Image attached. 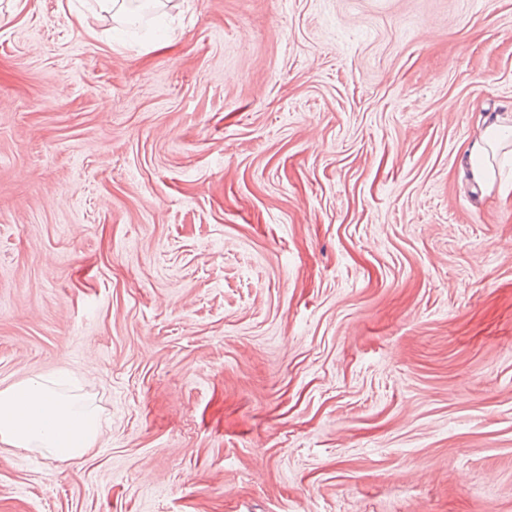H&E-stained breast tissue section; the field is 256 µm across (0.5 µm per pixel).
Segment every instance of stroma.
<instances>
[{
    "mask_svg": "<svg viewBox=\"0 0 512 512\" xmlns=\"http://www.w3.org/2000/svg\"><path fill=\"white\" fill-rule=\"evenodd\" d=\"M512 0H0V512H512ZM512 113L499 112L484 120L482 132L469 149L470 175L487 187L494 184L496 172L494 160L497 154H512ZM55 387V380L28 379L0 390L1 443L57 461L79 458L93 446L101 434L97 408L86 395Z\"/></svg>",
    "mask_w": 512,
    "mask_h": 512,
    "instance_id": "stroma-1",
    "label": "stroma"
}]
</instances>
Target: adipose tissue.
<instances>
[{
    "mask_svg": "<svg viewBox=\"0 0 512 512\" xmlns=\"http://www.w3.org/2000/svg\"><path fill=\"white\" fill-rule=\"evenodd\" d=\"M512 154V113L488 116L468 154L470 175L492 186L498 153ZM101 434L100 415L86 395L63 393L28 379L0 390V442L27 455L66 461L83 456Z\"/></svg>",
    "mask_w": 512,
    "mask_h": 512,
    "instance_id": "ef3b65f1",
    "label": "adipose tissue"
}]
</instances>
